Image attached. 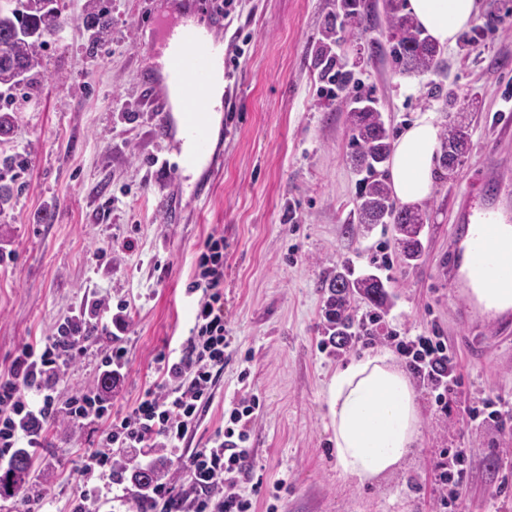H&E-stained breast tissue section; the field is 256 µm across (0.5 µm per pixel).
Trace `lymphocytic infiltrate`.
Returning <instances> with one entry per match:
<instances>
[{"label": "lymphocytic infiltrate", "mask_w": 512, "mask_h": 512, "mask_svg": "<svg viewBox=\"0 0 512 512\" xmlns=\"http://www.w3.org/2000/svg\"><path fill=\"white\" fill-rule=\"evenodd\" d=\"M198 301L190 336L159 368L161 380L125 413L112 412V398L128 362L126 302L97 300L51 334L19 348L0 374V477L16 458L40 447L50 425L100 424L95 447L82 455L74 512H97L101 500L125 502L146 512H255L239 481L251 469L246 427L257 404L240 400L225 410L223 430L208 444L190 447L200 416L212 401L215 378L224 369V239L209 237L188 288ZM109 346L95 386L59 400V385L73 355L88 337ZM396 351L426 384L440 408L462 385L457 354L440 334L402 337Z\"/></svg>", "instance_id": "lymphocytic-infiltrate-1"}]
</instances>
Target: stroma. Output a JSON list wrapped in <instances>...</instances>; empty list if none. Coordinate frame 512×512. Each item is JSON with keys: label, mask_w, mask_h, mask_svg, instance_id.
I'll return each mask as SVG.
<instances>
[{"label": "stroma", "mask_w": 512, "mask_h": 512, "mask_svg": "<svg viewBox=\"0 0 512 512\" xmlns=\"http://www.w3.org/2000/svg\"><path fill=\"white\" fill-rule=\"evenodd\" d=\"M358 27L339 30L332 48L391 133L417 112L449 110L468 127L465 164L456 179L437 169L423 202V252L406 261L392 225L359 223L360 173L348 146L349 114L318 63L319 41L338 28L336 0H234L231 31L241 54L223 113L224 165L186 179L161 178L153 160L164 145L150 120L140 80L143 36L155 0H105L112 16L98 46L83 21L85 0H66L63 30L44 52L42 94L0 135V159H26L14 198L0 213V244L13 253L0 266V368L18 346L64 322L96 298L129 304V360L112 410L124 412L157 382L158 362L190 334L196 296L186 289L210 235L224 239V332L230 346L213 400L193 440L204 446L224 424V410L243 397L260 407L246 442L252 469L241 481L256 512H438L435 465L443 451L465 449L468 481L459 512H512V339L487 359L470 357L469 329L458 310L465 291L443 269L455 244L459 208L469 191L494 179L499 199L512 198V139L496 125L512 119V0H480L478 42L441 50L435 70L393 74L381 47L382 0ZM454 91L448 108L446 91ZM207 192L193 205L196 184ZM176 203L173 214L156 207ZM125 259L95 257L110 242ZM380 277L391 296L384 310L356 301L357 323L378 342L356 336L336 350L324 336L325 285L337 264ZM370 323V322H369ZM439 331L459 355L463 385L439 409L416 387L420 437L401 468L371 484L341 476L327 416L326 388L336 369L366 352H390V333ZM108 346L92 336L71 361L59 390L68 398L96 383ZM500 399L498 423L473 425L462 405ZM99 429L49 427L32 456L28 490L46 493L52 512H69L78 468Z\"/></svg>", "instance_id": "stroma-1"}]
</instances>
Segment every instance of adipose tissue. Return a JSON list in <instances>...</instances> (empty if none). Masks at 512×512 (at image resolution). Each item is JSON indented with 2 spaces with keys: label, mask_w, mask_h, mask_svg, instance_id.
<instances>
[{
  "label": "adipose tissue",
  "mask_w": 512,
  "mask_h": 512,
  "mask_svg": "<svg viewBox=\"0 0 512 512\" xmlns=\"http://www.w3.org/2000/svg\"><path fill=\"white\" fill-rule=\"evenodd\" d=\"M478 0H408L407 9L441 48L454 46L478 15ZM434 113H417L395 141L390 186L406 206L433 192L438 158ZM329 426L341 475L370 483L402 463L420 435L415 391L386 353L368 354L338 369L326 390Z\"/></svg>",
  "instance_id": "1"
}]
</instances>
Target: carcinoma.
Returning a JSON list of instances; mask_svg holds the SVG:
<instances>
[{
    "instance_id": "1",
    "label": "carcinoma",
    "mask_w": 512,
    "mask_h": 512,
    "mask_svg": "<svg viewBox=\"0 0 512 512\" xmlns=\"http://www.w3.org/2000/svg\"><path fill=\"white\" fill-rule=\"evenodd\" d=\"M386 20L384 36L394 71L428 72L437 67L439 51L423 36L413 18L404 12V0H383ZM62 9L50 7L44 0H0V133L13 123L10 106L21 99L30 100L41 75L42 52L48 38L59 32ZM336 16L350 26L361 25L368 13L361 0H340ZM84 18L96 30L97 42H104L110 31L107 12L101 0H86ZM331 32L324 33L321 56L336 66V85L347 90L352 76L344 64L327 55ZM342 103L349 106V143L354 167L366 176L360 180L358 219L361 224H391L398 240L405 244L404 257L419 259L422 253L420 234L426 223V212L419 208L397 207L387 184L378 178V167L386 163L391 152L390 130L368 96L344 95ZM468 128L462 122L448 124L442 134L441 164L448 178L455 174L454 165H463ZM362 299L376 308L387 305L388 294L380 280L372 275L355 277L348 268L336 271L328 284L325 301L326 333L335 339L336 348L349 343L354 331L352 303ZM31 459L22 455L13 465L10 477L0 479V493L11 489L16 494L30 478Z\"/></svg>"
}]
</instances>
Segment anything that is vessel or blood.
<instances>
[{
    "instance_id": "b4317fda",
    "label": "vessel or blood",
    "mask_w": 512,
    "mask_h": 512,
    "mask_svg": "<svg viewBox=\"0 0 512 512\" xmlns=\"http://www.w3.org/2000/svg\"><path fill=\"white\" fill-rule=\"evenodd\" d=\"M168 17L161 39L168 56L165 73L147 70L143 85L155 103L151 120L158 137L170 135L178 126L189 149L172 148L161 159L167 173L180 175L188 167L214 169L220 158L212 147L210 88L215 68L227 58L224 47L221 0H159ZM467 242L465 254H451L448 278L461 282L469 298L481 300L500 331L512 327L498 310L512 306V208L496 202L492 191L465 199L458 215Z\"/></svg>"
}]
</instances>
